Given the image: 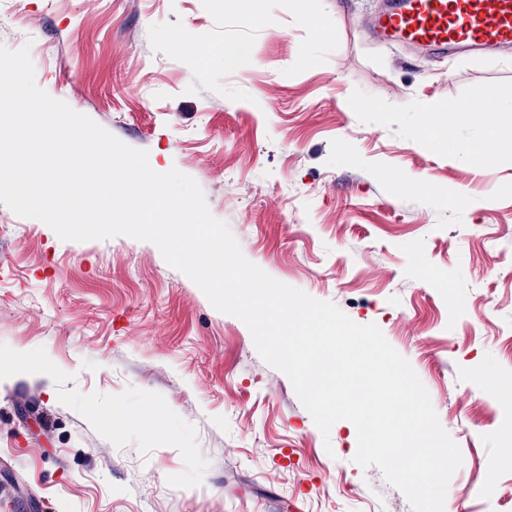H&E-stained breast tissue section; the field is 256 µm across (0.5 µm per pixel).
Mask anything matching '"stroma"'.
<instances>
[{"instance_id":"stroma-1","label":"stroma","mask_w":512,"mask_h":512,"mask_svg":"<svg viewBox=\"0 0 512 512\" xmlns=\"http://www.w3.org/2000/svg\"><path fill=\"white\" fill-rule=\"evenodd\" d=\"M384 2L0 0V45L193 177L248 260L377 324L461 450L445 512H512V397L488 388L512 380V151L470 156L478 106L512 101V53L381 43ZM356 449L156 245L64 241L0 203V512H412Z\"/></svg>"}]
</instances>
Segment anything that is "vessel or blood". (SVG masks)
I'll return each instance as SVG.
<instances>
[{
  "instance_id": "1",
  "label": "vessel or blood",
  "mask_w": 512,
  "mask_h": 512,
  "mask_svg": "<svg viewBox=\"0 0 512 512\" xmlns=\"http://www.w3.org/2000/svg\"><path fill=\"white\" fill-rule=\"evenodd\" d=\"M374 36L443 52L512 46V0H389Z\"/></svg>"
}]
</instances>
